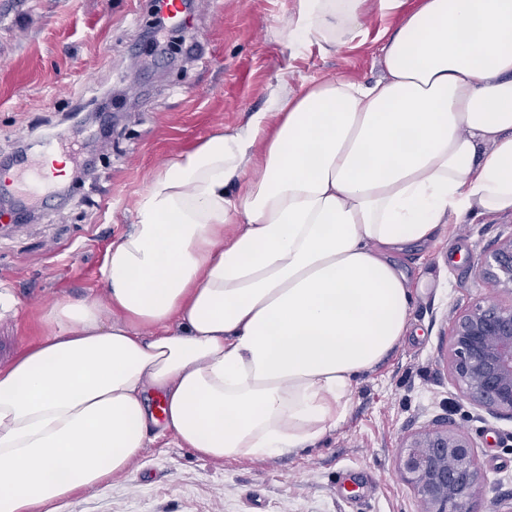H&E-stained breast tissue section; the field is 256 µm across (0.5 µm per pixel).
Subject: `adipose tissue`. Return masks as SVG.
Returning a JSON list of instances; mask_svg holds the SVG:
<instances>
[{
    "mask_svg": "<svg viewBox=\"0 0 512 512\" xmlns=\"http://www.w3.org/2000/svg\"><path fill=\"white\" fill-rule=\"evenodd\" d=\"M403 3L296 0L275 38L327 52ZM379 57L371 85L278 78L152 176L103 296L54 300L0 367V512H55L163 435L221 462L345 421L410 330L398 256L512 212V0H423Z\"/></svg>",
    "mask_w": 512,
    "mask_h": 512,
    "instance_id": "ef3b65f1",
    "label": "adipose tissue"
}]
</instances>
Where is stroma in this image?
Instances as JSON below:
<instances>
[{"label":"stroma","mask_w":512,"mask_h":512,"mask_svg":"<svg viewBox=\"0 0 512 512\" xmlns=\"http://www.w3.org/2000/svg\"><path fill=\"white\" fill-rule=\"evenodd\" d=\"M295 0H191L198 45L162 59L145 22L152 0H0V158L22 141L72 133L71 107L114 118L100 158L79 161L85 183L62 204L37 211L18 233L0 210V366L41 335L40 312L54 299L98 294L108 247L131 228L133 211L156 169L217 127L266 106L280 75L293 85L332 74L365 84L382 75L378 49L395 15H372L360 36L323 54L294 55L274 30ZM512 233V214L444 225L439 244L403 266L423 281L411 330L374 371L359 378L345 421L298 455L217 463L192 449L155 441L133 476L59 501L56 512H421L397 471L411 432L445 418L472 441L503 512H512V419L473 418L443 353L455 311L489 295L473 264Z\"/></svg>","instance_id":"1"}]
</instances>
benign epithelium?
Returning <instances> with one entry per match:
<instances>
[{"label": "benign epithelium", "instance_id": "benign-epithelium-1", "mask_svg": "<svg viewBox=\"0 0 512 512\" xmlns=\"http://www.w3.org/2000/svg\"><path fill=\"white\" fill-rule=\"evenodd\" d=\"M475 272L511 301L479 297L453 316L447 367L475 409L512 418V233L481 256ZM398 472L423 503V512H501L498 500L489 496L471 440L446 421L404 438Z\"/></svg>", "mask_w": 512, "mask_h": 512}]
</instances>
